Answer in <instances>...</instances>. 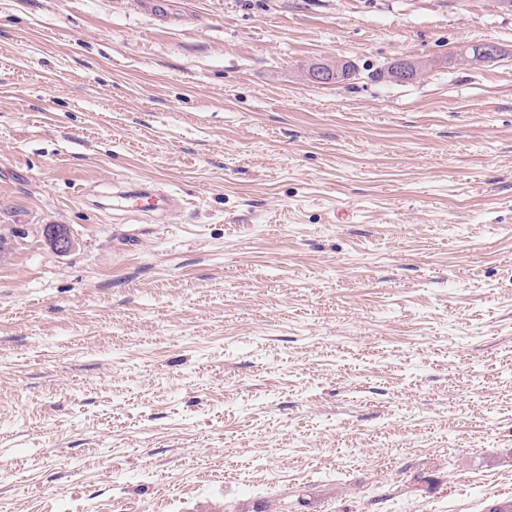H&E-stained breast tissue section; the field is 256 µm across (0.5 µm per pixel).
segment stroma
Returning <instances> with one entry per match:
<instances>
[{
	"instance_id": "1",
	"label": "stroma",
	"mask_w": 512,
	"mask_h": 512,
	"mask_svg": "<svg viewBox=\"0 0 512 512\" xmlns=\"http://www.w3.org/2000/svg\"><path fill=\"white\" fill-rule=\"evenodd\" d=\"M1 224L0 512L512 501L499 0H0ZM108 197L112 198L115 207L144 213L167 212L179 204L173 197L161 193L146 183H130L129 186L113 185ZM58 224H47L43 227L42 235L53 254H65L73 247L72 234L66 226Z\"/></svg>"
}]
</instances>
